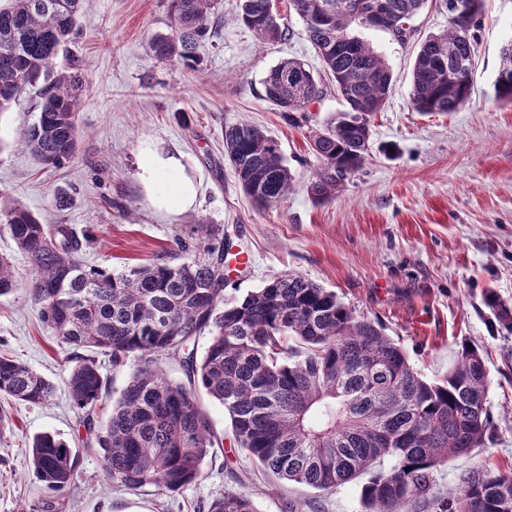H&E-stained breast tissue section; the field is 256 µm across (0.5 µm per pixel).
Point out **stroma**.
Here are the masks:
<instances>
[{"label":"stroma","instance_id":"1","mask_svg":"<svg viewBox=\"0 0 512 512\" xmlns=\"http://www.w3.org/2000/svg\"><path fill=\"white\" fill-rule=\"evenodd\" d=\"M238 0H218L212 32L196 68L151 59L148 43L167 30L170 0H85V20L60 65L77 63L84 79L75 155L61 165L37 162L19 141L38 117L35 93L0 113V201L18 202L45 224H70L86 237L83 260L124 271L194 243L200 223L218 224L233 250L251 258L231 272L226 293L239 296L273 276L304 275L358 315L380 322L425 377L447 373L462 343L475 345L489 378L494 428L483 447L450 458L436 475L438 494L460 487L474 469L512 470V333L496 328L487 292L512 303V106L497 102L492 83L502 47L512 42V0H485L474 31L471 98L448 114L416 111L412 65L418 44L448 27L443 0H429L405 38L386 30L357 34L388 63L393 84L370 118L361 168L335 198L320 204L308 187L321 162L310 131L343 108L335 87L311 105L301 126L283 119L262 87L265 73L286 58L317 66L301 19L288 13L289 36L263 44L237 17ZM247 121L275 138L296 181L280 201L256 206L224 156V130ZM178 158L196 188L186 210L156 209L139 178L145 151ZM70 196L57 208L53 194ZM0 255L11 259L17 290L0 297V353L27 364L56 386L46 405L0 398V512H200L223 492L252 495L259 512H364L360 484L334 491L289 483L263 470L232 443L230 420L208 408L225 446L206 460L194 484L176 493L147 486L129 491L108 478L97 436L130 367L94 358L109 391L93 413L75 407L66 380L75 351L60 346L28 292L30 267L0 230ZM50 433L75 456L63 494L49 491L29 461L33 436Z\"/></svg>","mask_w":512,"mask_h":512}]
</instances>
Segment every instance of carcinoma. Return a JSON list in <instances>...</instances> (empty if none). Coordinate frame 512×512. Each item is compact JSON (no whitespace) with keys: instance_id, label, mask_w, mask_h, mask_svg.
<instances>
[{"instance_id":"1","label":"carcinoma","mask_w":512,"mask_h":512,"mask_svg":"<svg viewBox=\"0 0 512 512\" xmlns=\"http://www.w3.org/2000/svg\"><path fill=\"white\" fill-rule=\"evenodd\" d=\"M356 0H289L321 63L314 72L283 59L262 80L265 97L298 126L323 95L322 79L346 109L310 136L322 166L309 192L317 202L335 197L362 166L371 137L370 113L382 109L392 84L384 58L353 34L381 28L401 37L428 0H387L389 9L366 24L352 14ZM464 16L427 37L413 65L412 104L419 112L450 113L471 98L475 40L471 33L485 0H463ZM268 0H239V21L264 42L288 28L266 17ZM84 0H4L0 3V112L24 94L39 98L37 120L20 141L41 163L73 157L82 78L78 67L57 65L82 28ZM169 30L149 43L159 61L197 65L198 44L210 33L215 0H170ZM497 99L512 104V43L502 50L494 82ZM359 99L369 112L357 116ZM224 156L243 190L261 206L278 202L294 175L278 141L241 122L224 131ZM7 231L31 267V296L56 342L104 351L112 366L143 363L112 399L97 437L112 483L128 490L153 486L175 492L197 481L205 459L224 447L213 430L204 393L224 407L238 447L281 479L321 491L361 478L366 512H512V471L476 470L463 486L433 492L448 457L484 446L490 430L488 374L478 349L465 345L448 373L429 380L377 322L358 316L329 291L297 273L269 279L233 298L225 295L224 262L231 245L217 224L200 225L184 260L158 258L129 271L89 267L84 243L70 224H43L20 203L0 208ZM18 288L12 263L0 257V296ZM496 322L512 331V307L486 296ZM210 342L197 356L203 334ZM177 356L187 382L171 379L157 357ZM106 378L84 357L69 371L70 400L97 407ZM54 385L26 364L0 355V396L43 405ZM37 477L53 491L71 484V449L54 435L30 448ZM208 512H258L254 500L224 492Z\"/></svg>"}]
</instances>
